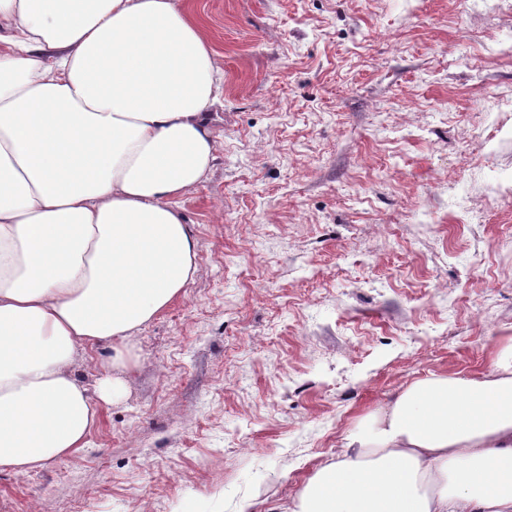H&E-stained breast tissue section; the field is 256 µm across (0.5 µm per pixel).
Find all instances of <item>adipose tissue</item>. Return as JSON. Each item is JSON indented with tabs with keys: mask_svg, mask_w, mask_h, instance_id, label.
Returning a JSON list of instances; mask_svg holds the SVG:
<instances>
[{
	"mask_svg": "<svg viewBox=\"0 0 512 512\" xmlns=\"http://www.w3.org/2000/svg\"><path fill=\"white\" fill-rule=\"evenodd\" d=\"M0 473L85 447L125 388L73 372L197 272L177 200L215 159L222 94L178 0H0ZM293 512H512V336L489 372L432 373L360 417Z\"/></svg>",
	"mask_w": 512,
	"mask_h": 512,
	"instance_id": "1",
	"label": "adipose tissue"
}]
</instances>
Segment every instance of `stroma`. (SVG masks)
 I'll list each match as a JSON object with an SVG mask.
<instances>
[{"mask_svg": "<svg viewBox=\"0 0 512 512\" xmlns=\"http://www.w3.org/2000/svg\"><path fill=\"white\" fill-rule=\"evenodd\" d=\"M223 76L198 272L0 512H289L359 418L512 336V0H178Z\"/></svg>", "mask_w": 512, "mask_h": 512, "instance_id": "stroma-1", "label": "stroma"}]
</instances>
